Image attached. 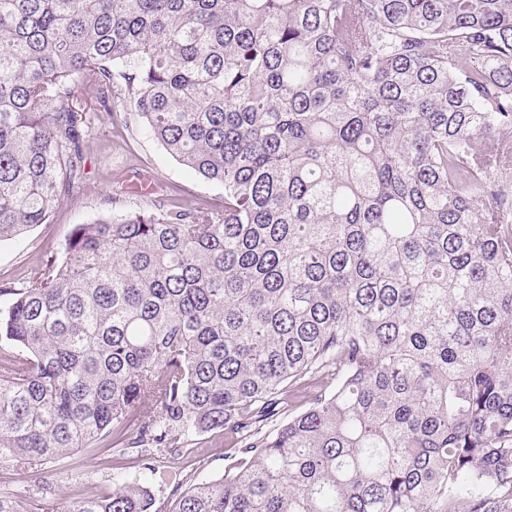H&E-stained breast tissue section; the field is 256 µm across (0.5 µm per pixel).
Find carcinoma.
Listing matches in <instances>:
<instances>
[{"mask_svg": "<svg viewBox=\"0 0 512 512\" xmlns=\"http://www.w3.org/2000/svg\"><path fill=\"white\" fill-rule=\"evenodd\" d=\"M76 83L224 201L0 280V464L221 429L168 512H512V0H0V241L81 182Z\"/></svg>", "mask_w": 512, "mask_h": 512, "instance_id": "carcinoma-1", "label": "carcinoma"}]
</instances>
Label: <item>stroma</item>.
I'll use <instances>...</instances> for the list:
<instances>
[{
  "label": "stroma",
  "mask_w": 512,
  "mask_h": 512,
  "mask_svg": "<svg viewBox=\"0 0 512 512\" xmlns=\"http://www.w3.org/2000/svg\"><path fill=\"white\" fill-rule=\"evenodd\" d=\"M87 106L98 117L83 140L85 174L81 185L65 196L51 223L0 242V279L22 278L64 241L73 225L157 207L172 198L221 202L223 187L199 178L173 158L147 132L133 106L119 103L106 112L93 98L88 99ZM227 446L223 431L212 430L193 437L192 453L186 460L176 462L166 453H156L153 487L158 502L170 496L174 480L191 485L222 477ZM139 474L135 450L124 452L100 444L27 473L0 465V489L26 490L35 512H65L86 488L108 493L115 479H132Z\"/></svg>",
  "instance_id": "stroma-1"
}]
</instances>
